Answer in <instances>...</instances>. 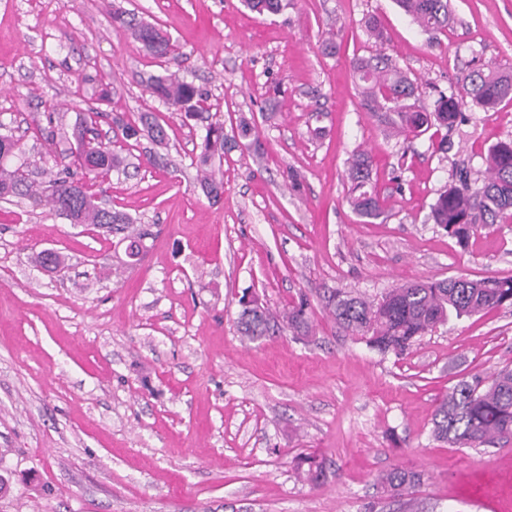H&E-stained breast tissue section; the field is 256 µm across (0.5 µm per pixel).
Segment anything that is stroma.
I'll list each match as a JSON object with an SVG mask.
<instances>
[{"label": "stroma", "mask_w": 512, "mask_h": 512, "mask_svg": "<svg viewBox=\"0 0 512 512\" xmlns=\"http://www.w3.org/2000/svg\"><path fill=\"white\" fill-rule=\"evenodd\" d=\"M450 9L448 29L428 33L395 0H290L277 15L241 0H0V133L47 181L69 163L78 113L99 108L93 137L131 166L87 190L153 233L130 264L105 230L0 201V467L12 486L0 512H512V440L455 448L431 434L449 387L512 365V309L450 320L383 356L324 301L512 275V223L463 248L428 219L441 190L481 181L487 149L512 141V100L409 140L359 104L351 62L375 51L370 16L421 103L463 94L478 64L512 73V0ZM116 10L167 32L174 52L148 55L115 30ZM166 69L207 93L225 135L246 116L264 145L259 156L228 143L219 202L192 163L204 121L146 89ZM144 112L165 123V147L112 122ZM357 150L385 209L372 221L349 202ZM158 151L168 165L150 161ZM45 249L67 267L37 266ZM248 293L274 311L308 301L309 335L243 340ZM303 456L322 461L320 482L299 477ZM397 464L423 481L389 498L374 478Z\"/></svg>", "instance_id": "1"}]
</instances>
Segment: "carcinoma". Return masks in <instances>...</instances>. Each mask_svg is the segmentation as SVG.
I'll use <instances>...</instances> for the list:
<instances>
[{
  "instance_id": "1",
  "label": "carcinoma",
  "mask_w": 512,
  "mask_h": 512,
  "mask_svg": "<svg viewBox=\"0 0 512 512\" xmlns=\"http://www.w3.org/2000/svg\"><path fill=\"white\" fill-rule=\"evenodd\" d=\"M245 7L258 13L279 14L288 0H242ZM404 13L424 30L448 27L451 19L448 0H398ZM119 31H128L144 48L156 56L173 50L168 34L156 26L131 23L123 13L112 14ZM357 77L361 107L368 112H392L397 116L393 129L404 138L417 137L433 126L453 127L466 121L469 104L492 107L512 100V74L484 63L470 69L463 77L466 96L457 97L443 92L432 104H418L417 86L398 67L391 56L377 51L353 62ZM147 88L173 110L195 117L207 101L205 93L182 79L177 73L164 71L149 77ZM125 139L139 140L148 136L155 145H165L167 133L158 120L143 114L139 123L118 120ZM88 117L76 120L72 137L76 142L71 153L70 171L44 185L22 174L21 168H11L8 160L22 153L18 142L0 135V198L27 197L45 203L56 214L72 224H90L108 229L125 244L124 252L132 261L138 260L144 240L150 232L134 227L135 220L127 213L104 207L95 202L81 180L75 178L96 175L99 169L114 171L127 168L126 158L94 138ZM238 136L250 140L255 152L263 144L252 123L243 118L238 124ZM224 124H207L206 133L197 146L195 163L198 184L209 200L224 194V177L215 167V159L224 157ZM487 176L479 185L459 180L441 191L431 205L430 217L461 247H466L478 228L487 224L512 223V142H499L485 157ZM372 161L365 153L352 155L347 177L350 181V202L364 218L378 219L383 215L379 196L369 189ZM326 308L337 324L364 339L369 347L383 353L405 354L414 343L450 317L457 319L486 310L512 308V276H490L482 279L448 277L406 282L390 289L379 299L352 295L334 289L327 296ZM308 303L304 300L279 315L255 302L241 305L238 330L250 341H257L280 328L285 322L297 336H306L310 325ZM432 434L457 448L493 446L512 438V368L505 366L491 374L474 373L458 381L436 406ZM423 474L395 465L377 479L382 492L391 498L419 485Z\"/></svg>"
}]
</instances>
